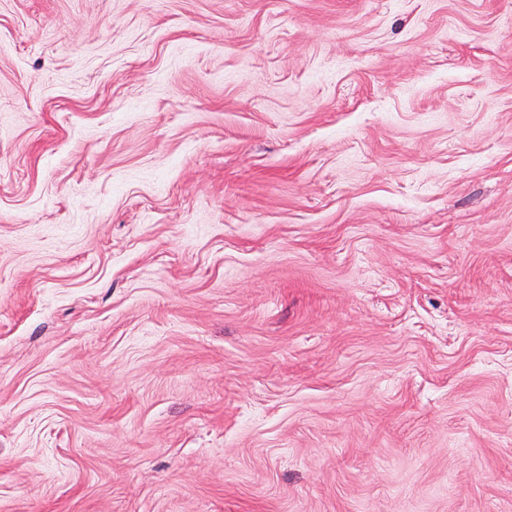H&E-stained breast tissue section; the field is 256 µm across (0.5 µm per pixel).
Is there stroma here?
Wrapping results in <instances>:
<instances>
[{
    "label": "stroma",
    "mask_w": 512,
    "mask_h": 512,
    "mask_svg": "<svg viewBox=\"0 0 512 512\" xmlns=\"http://www.w3.org/2000/svg\"><path fill=\"white\" fill-rule=\"evenodd\" d=\"M0 512H512V0H0Z\"/></svg>",
    "instance_id": "stroma-1"
}]
</instances>
